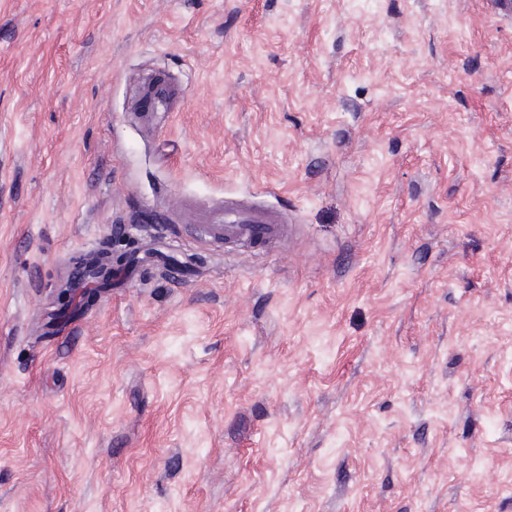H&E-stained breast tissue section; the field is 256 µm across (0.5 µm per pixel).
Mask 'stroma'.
<instances>
[{
    "label": "stroma",
    "instance_id": "1",
    "mask_svg": "<svg viewBox=\"0 0 512 512\" xmlns=\"http://www.w3.org/2000/svg\"><path fill=\"white\" fill-rule=\"evenodd\" d=\"M499 2L0 0V512H512ZM288 222L286 217L270 210L228 204L224 206L222 220L197 225L213 240L277 247L288 237ZM255 236H260L262 240L253 242Z\"/></svg>",
    "mask_w": 512,
    "mask_h": 512
}]
</instances>
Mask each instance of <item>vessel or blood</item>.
I'll return each mask as SVG.
<instances>
[{"label": "vessel or blood", "mask_w": 512, "mask_h": 512, "mask_svg": "<svg viewBox=\"0 0 512 512\" xmlns=\"http://www.w3.org/2000/svg\"><path fill=\"white\" fill-rule=\"evenodd\" d=\"M200 229L217 241L229 240L248 244L257 236L260 237L262 245L276 247L288 237V220L270 210L229 204L224 208L222 220L201 224Z\"/></svg>", "instance_id": "obj_1"}]
</instances>
